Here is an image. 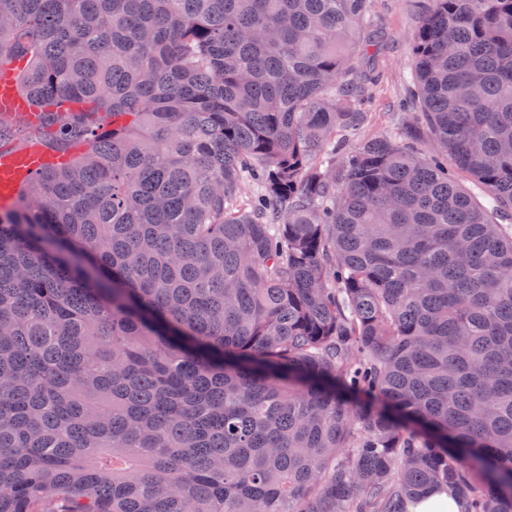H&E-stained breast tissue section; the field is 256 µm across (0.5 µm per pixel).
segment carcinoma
I'll return each mask as SVG.
<instances>
[{"mask_svg": "<svg viewBox=\"0 0 512 512\" xmlns=\"http://www.w3.org/2000/svg\"><path fill=\"white\" fill-rule=\"evenodd\" d=\"M369 4L0 0L70 155L0 210V512H512V0L360 137ZM410 512H463L462 502L448 492L427 494Z\"/></svg>", "mask_w": 512, "mask_h": 512, "instance_id": "obj_1", "label": "carcinoma"}]
</instances>
